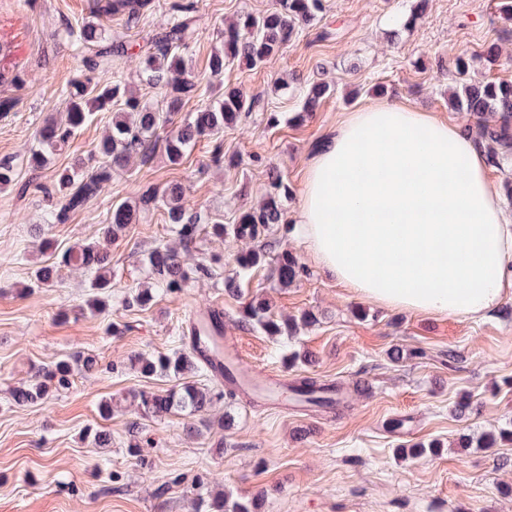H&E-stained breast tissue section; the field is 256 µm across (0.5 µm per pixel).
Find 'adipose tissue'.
Returning a JSON list of instances; mask_svg holds the SVG:
<instances>
[{
	"label": "adipose tissue",
	"mask_w": 512,
	"mask_h": 512,
	"mask_svg": "<svg viewBox=\"0 0 512 512\" xmlns=\"http://www.w3.org/2000/svg\"><path fill=\"white\" fill-rule=\"evenodd\" d=\"M488 169L472 131L373 102L315 147L292 236L372 303L490 316L512 294V218Z\"/></svg>",
	"instance_id": "ef3b65f1"
}]
</instances>
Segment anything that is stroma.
Returning <instances> with one entry per match:
<instances>
[{"label": "stroma", "mask_w": 512, "mask_h": 512, "mask_svg": "<svg viewBox=\"0 0 512 512\" xmlns=\"http://www.w3.org/2000/svg\"><path fill=\"white\" fill-rule=\"evenodd\" d=\"M176 2L154 0L138 20L118 15L105 27L113 40L141 44L176 20ZM274 2L194 0L197 35L184 58L200 87L174 120L188 119L228 86L262 93L260 109L223 133L197 139L180 164H171L161 148L148 162L132 158L63 224L45 223L53 202L42 193L0 191V512H193L189 490L172 482L179 474L239 499L265 490L262 512H512V444L461 445L468 435L512 429V297L483 320L383 308L326 278L288 225L312 150L349 113L376 100H400L473 125L468 112L448 105L459 81L455 60L496 46V62L469 77L512 81V20L500 13V0H427L423 18L401 29L397 22L415 0H326L323 14L279 58L257 68L233 64L210 76L208 58L225 25ZM93 9L94 0H0V39L12 44L4 65L25 79L20 87L0 85V97L18 101L0 114V159L14 160L20 180L48 185L56 169L98 162L93 150L112 126L108 112L93 113L49 167L35 173L25 163L37 130L66 112L67 89L95 54L91 47L75 49L67 36L91 21ZM319 80L334 93L305 111L304 92ZM272 169L291 188L287 221L275 226L272 239L298 257L307 277L280 287L270 267H239L247 244L204 234L184 252V264L207 260L213 278L188 279L179 293L158 294L144 311L122 307L128 288L150 282L145 254L177 243L163 206L144 205L141 187L181 182L207 221L230 224L260 204ZM120 202L136 219L108 246V313L84 308L90 273L65 267L51 285L36 282L38 268L98 239ZM228 278L241 282V295L225 293ZM253 295L266 299L276 317L310 312L318 321L290 340L268 336L242 320ZM208 305L223 308L225 327L239 337L244 363L258 376L315 375L347 386L364 381L366 394L349 397L335 413L289 416L225 400L215 412L229 415L230 427L193 437L181 415L140 420V451L129 455L128 428L138 418L127 392L165 390L170 382L139 377L128 356L183 348L186 317ZM77 350L97 358V371L77 374L69 391L45 405L13 404L10 389L33 367ZM292 351L300 355L293 363ZM113 397L121 404L102 419L98 405ZM92 426L111 432V447L94 445L86 435ZM429 441L437 442L436 452L412 458L400 451Z\"/></svg>", "instance_id": "35a3bbf8"}]
</instances>
